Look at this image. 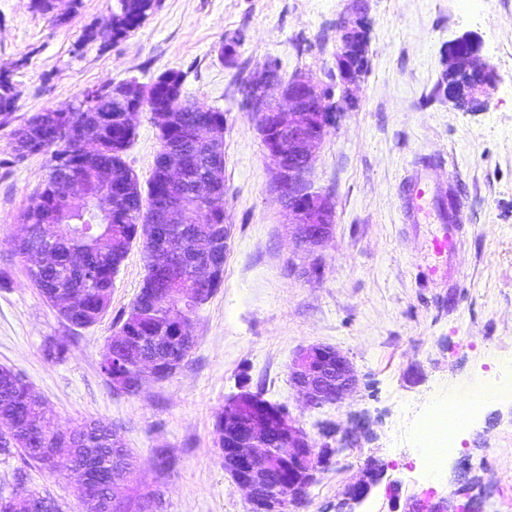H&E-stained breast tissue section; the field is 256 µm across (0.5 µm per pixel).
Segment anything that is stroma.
Returning a JSON list of instances; mask_svg holds the SVG:
<instances>
[{
    "mask_svg": "<svg viewBox=\"0 0 512 512\" xmlns=\"http://www.w3.org/2000/svg\"><path fill=\"white\" fill-rule=\"evenodd\" d=\"M113 0H61L69 20L56 24L31 0H0V71L18 99L0 124V365L19 372L58 423L93 418L118 426L161 512H250L224 469L215 414L239 391L241 374L265 399L286 405L310 434L319 424L370 417L376 440L335 458L307 490L301 512H333L368 458L385 475L360 512H408L413 500H444L461 512V460L482 478V502L512 512V403L486 406L460 430L440 476L421 454L420 421L448 387L512 367V0H365L371 21L368 68L357 101L336 113L312 164L313 187L335 207L322 245L298 244L283 224L270 184L271 161L251 113L234 103V82L269 59L283 77L296 69L324 78L335 68L339 18L354 20L350 0H157L119 40L104 31ZM94 41L79 44L86 28ZM245 31L234 62L223 52ZM468 36L477 60L496 72L483 110L470 112L436 93L442 49ZM309 54L297 56L296 44ZM185 74V89L226 114L224 185L232 225L224 282L193 325L196 345L164 381L135 394L113 392L99 371L105 344L136 299L146 274L134 242L113 280L111 304L96 324L71 326L49 305L13 252L21 215L48 173L49 154L15 161L12 130L35 113L62 109L105 80L151 84L162 72ZM124 158L147 182L160 147L150 112L138 113ZM427 193L419 217L408 213L407 186ZM455 188L457 221L438 205ZM443 249H436L438 241ZM321 266L318 279L296 265ZM68 346L47 360L48 342ZM320 344L351 359L358 390L340 404L307 410L289 370L297 351ZM175 458L159 471V453ZM24 490L49 492L63 512H80L65 470L32 468Z\"/></svg>",
    "mask_w": 512,
    "mask_h": 512,
    "instance_id": "35a3bbf8",
    "label": "stroma"
}]
</instances>
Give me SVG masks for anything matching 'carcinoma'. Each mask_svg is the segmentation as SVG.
Segmentation results:
<instances>
[{"mask_svg":"<svg viewBox=\"0 0 512 512\" xmlns=\"http://www.w3.org/2000/svg\"><path fill=\"white\" fill-rule=\"evenodd\" d=\"M155 0H115L108 20L114 38L138 27ZM131 81H103L84 90L62 117L40 112L13 131L17 139L38 144V152L52 151L43 187L23 214L26 235L16 239L14 251L31 262L28 275L42 296L71 325L84 328L97 322L111 302L112 276L132 242L143 239L147 274L141 290L120 327L109 337L100 371L114 390L134 394L128 385L129 365L155 362L170 378L194 348L180 340L182 328L193 326L200 307L182 316L177 308L191 298L198 280L194 268L212 266L206 284L212 297L224 278L225 190L215 196L197 193L193 184L224 169V142L199 139L201 127L225 129L224 112L199 103L184 90L180 70L161 73L148 88H138L143 110L167 114L158 126L160 149L142 196L138 180L123 154L134 127L121 112L120 98ZM18 94L6 73L0 72V116L8 118ZM184 168L188 186L181 189L178 220L167 225V237L149 221L167 194V172ZM79 175L84 196L76 199L61 175ZM55 454L78 463L89 493L82 512H148L156 491L143 482L133 457L118 431L98 420L78 428H63L13 369L0 366V464L19 458L12 481L0 483V512H61L48 493L11 503V484L27 478L26 468L53 469Z\"/></svg>","mask_w":512,"mask_h":512,"instance_id":"carcinoma-1","label":"carcinoma"}]
</instances>
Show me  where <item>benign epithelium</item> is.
Masks as SVG:
<instances>
[{"instance_id": "1", "label": "benign epithelium", "mask_w": 512, "mask_h": 512, "mask_svg": "<svg viewBox=\"0 0 512 512\" xmlns=\"http://www.w3.org/2000/svg\"><path fill=\"white\" fill-rule=\"evenodd\" d=\"M355 31L361 33L363 29L338 26L339 37L334 51L342 99L347 102L354 99L360 81L346 65L350 51L347 36ZM461 45L468 47L462 69L473 77L470 98L483 105L487 103L483 95L495 83V71L486 63L474 62L478 49L467 38L448 43V53H455ZM249 91L252 95L250 110L258 113L264 150L272 160L271 188L281 203L285 221L295 226L300 242L319 245L330 236L334 223V205L330 196L309 188L313 159L327 135L324 113L312 107L325 99L324 84L302 72L294 73L284 82L265 66L251 79ZM290 381L310 411L342 402L358 386L350 358L325 345H309L298 351L291 366ZM245 404L262 418L273 419L287 445L283 452L265 447L257 438L255 426L248 432L243 427L237 428V435L224 444V468L234 484L247 491L251 512H282L279 487L270 485V480L285 466L288 467V498L293 508L300 509L304 504V491L316 481L317 473L328 469L332 459L354 443L375 438L369 418L356 416L352 419V427L343 431L334 425L321 428L322 435L335 440V444L327 443L317 450L298 419L288 411L274 413L268 410L245 385L224 406V421L237 420ZM382 477L380 467L373 471L363 469L362 477L349 485L336 502V512H358L360 504ZM459 482L458 492L470 497L469 512H478L479 503L471 492L479 486L480 479L471 474L467 463L462 467Z\"/></svg>"}]
</instances>
